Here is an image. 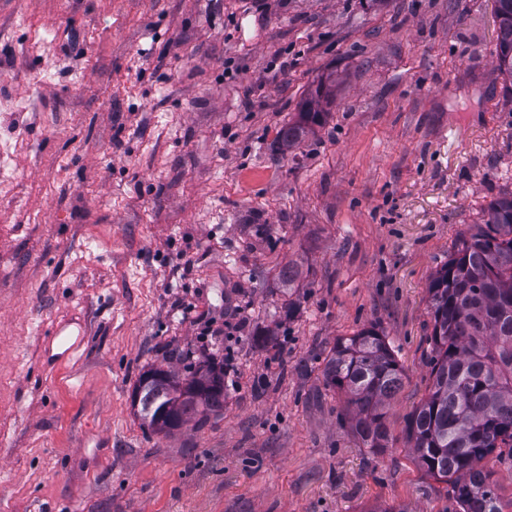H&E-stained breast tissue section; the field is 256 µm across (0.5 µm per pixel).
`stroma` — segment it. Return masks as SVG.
Listing matches in <instances>:
<instances>
[{
    "label": "stroma",
    "instance_id": "stroma-1",
    "mask_svg": "<svg viewBox=\"0 0 512 512\" xmlns=\"http://www.w3.org/2000/svg\"><path fill=\"white\" fill-rule=\"evenodd\" d=\"M497 31L495 0H0V512H457L406 433L430 281L512 192ZM364 328L403 369L381 453L324 378ZM228 355L204 426L135 415L145 371ZM333 87H335V80L329 84L320 80L314 91L308 93L302 112H299V119L286 125L278 134L284 146L291 148L299 145L311 131V125L320 121L324 112H327L334 101Z\"/></svg>",
    "mask_w": 512,
    "mask_h": 512
}]
</instances>
